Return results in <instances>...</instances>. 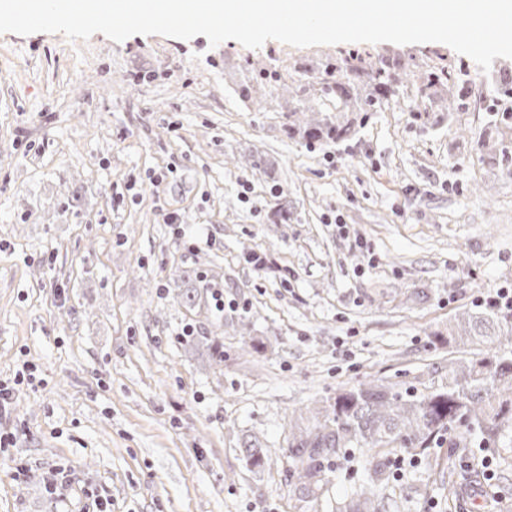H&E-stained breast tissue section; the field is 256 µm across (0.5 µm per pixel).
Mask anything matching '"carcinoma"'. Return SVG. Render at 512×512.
<instances>
[{"label":"carcinoma","instance_id":"1","mask_svg":"<svg viewBox=\"0 0 512 512\" xmlns=\"http://www.w3.org/2000/svg\"><path fill=\"white\" fill-rule=\"evenodd\" d=\"M411 63L374 67L359 57L345 56L321 64L316 76L320 91L336 94V103L357 99L373 87L371 103L393 95L400 72ZM457 83L453 68L429 70L417 94L434 101L438 87ZM349 126L325 117L306 123L304 136L313 141L341 139ZM448 338L462 344L487 346L475 360L450 362L448 381L420 389L415 385L363 380L342 389L319 406L307 409L289 424L288 484L296 501L315 496L329 481L334 465L352 448L369 452L368 477L338 512H389L383 492L407 457L424 458L430 449L448 443V457L465 455L474 445L485 451L501 435L512 433V313L486 306L448 327ZM243 459L262 471L268 456L252 435L240 439Z\"/></svg>","mask_w":512,"mask_h":512}]
</instances>
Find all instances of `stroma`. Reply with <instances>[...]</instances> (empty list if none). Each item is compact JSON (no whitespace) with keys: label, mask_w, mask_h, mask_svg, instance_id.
I'll use <instances>...</instances> for the list:
<instances>
[{"label":"stroma","mask_w":512,"mask_h":512,"mask_svg":"<svg viewBox=\"0 0 512 512\" xmlns=\"http://www.w3.org/2000/svg\"><path fill=\"white\" fill-rule=\"evenodd\" d=\"M352 48L479 80L423 112L412 76L344 107L351 137L289 134L336 111L308 86ZM511 88L512 59L483 73L434 42L0 34V383L19 391L0 512H292L289 417L364 379L441 382L473 351L430 334L512 288V173L478 151L512 152ZM185 276L223 307L180 304ZM189 333L217 337L223 364ZM242 434L269 469H246ZM482 458L512 512V434ZM367 460L334 467L305 512H336ZM386 494L391 512H486L471 494L450 507L424 458Z\"/></svg>","instance_id":"1"}]
</instances>
